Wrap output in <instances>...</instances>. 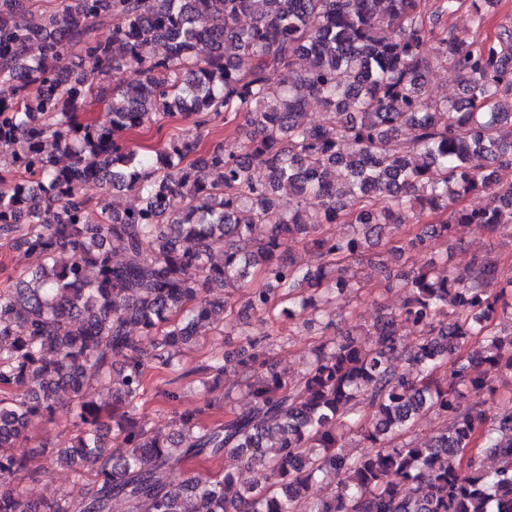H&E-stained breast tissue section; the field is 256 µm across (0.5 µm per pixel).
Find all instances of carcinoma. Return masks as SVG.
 Returning <instances> with one entry per match:
<instances>
[{
	"instance_id": "cac0c4a2",
	"label": "carcinoma",
	"mask_w": 512,
	"mask_h": 512,
	"mask_svg": "<svg viewBox=\"0 0 512 512\" xmlns=\"http://www.w3.org/2000/svg\"><path fill=\"white\" fill-rule=\"evenodd\" d=\"M32 2L0 0V82L14 88L0 101V241L42 257L0 286V512H112L115 499L130 512H512V397L493 410L488 378H512V329H491L512 316L504 261H379L402 307L324 344L296 378L240 322L285 302L292 319L361 287L346 260L395 235L388 255L401 260L428 238L451 245L473 224L512 225V182L499 177L512 169V22L481 35L483 6L498 0H472L467 32L447 24L463 0ZM437 65L460 78L456 98L427 94ZM123 69L137 78L113 86ZM242 112L250 129L206 150L178 136L141 154L127 138L178 114L206 129ZM89 182L134 201L94 203L81 194ZM284 187L293 206L280 211ZM340 223L357 232L325 230ZM293 235L324 259L316 271L278 254ZM254 271L238 307L227 289ZM208 289L222 296L196 304ZM399 320L416 336H399ZM211 332L248 347L196 371L233 369L246 403L222 392L171 430L142 422L149 372L175 374L163 395L181 403L183 352ZM92 380L112 403L87 398ZM62 393L70 445L15 453ZM216 412L224 422H209ZM426 415L437 434L407 440ZM198 457L263 463L266 484L240 468L171 482ZM50 461L74 472L77 491L24 498L15 480Z\"/></svg>"
}]
</instances>
